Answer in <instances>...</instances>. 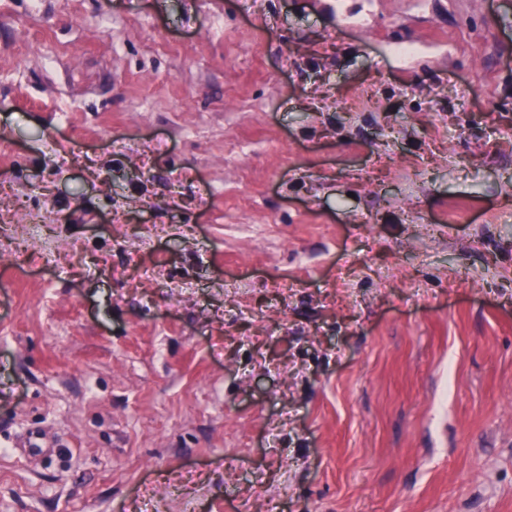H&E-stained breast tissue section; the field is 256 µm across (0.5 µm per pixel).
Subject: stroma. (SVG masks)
Instances as JSON below:
<instances>
[{"label":"stroma","mask_w":512,"mask_h":512,"mask_svg":"<svg viewBox=\"0 0 512 512\" xmlns=\"http://www.w3.org/2000/svg\"><path fill=\"white\" fill-rule=\"evenodd\" d=\"M235 503L512 512V0H0V512Z\"/></svg>","instance_id":"1"}]
</instances>
